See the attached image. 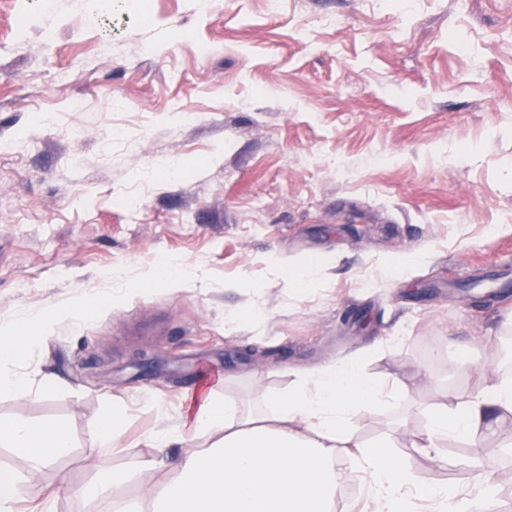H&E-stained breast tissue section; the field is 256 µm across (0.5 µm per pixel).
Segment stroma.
<instances>
[{
  "label": "stroma",
  "mask_w": 512,
  "mask_h": 512,
  "mask_svg": "<svg viewBox=\"0 0 512 512\" xmlns=\"http://www.w3.org/2000/svg\"><path fill=\"white\" fill-rule=\"evenodd\" d=\"M0 139V325L97 300L0 395L72 438L39 470L0 450L15 512H112L54 490L149 457L201 375L268 416L348 358L400 393L355 414L359 440L423 484L512 489V417L444 466L413 445L438 385L512 380V0H0ZM166 259L195 280L147 281ZM123 421L124 416L118 406L112 405V408L106 409L95 432V440L98 447H112V440L120 432Z\"/></svg>",
  "instance_id": "stroma-1"
}]
</instances>
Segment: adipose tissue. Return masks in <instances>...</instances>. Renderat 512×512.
<instances>
[{
    "mask_svg": "<svg viewBox=\"0 0 512 512\" xmlns=\"http://www.w3.org/2000/svg\"><path fill=\"white\" fill-rule=\"evenodd\" d=\"M53 328L47 313L20 315L0 329V394H23L31 380L16 371L31 345ZM445 400L430 412L416 445L437 451L450 439L480 447L493 433L494 417L512 415V382L488 378L475 395L445 390ZM386 397L382 386L362 365L346 360L302 375L288 394L277 398L272 423H251L232 397L212 396L210 383L186 390L181 423L155 433L153 450L140 470L168 466L171 480L147 489L142 499L122 504L120 512H334L335 466L341 455L353 454L367 482L371 512H410L414 500L430 512H496L498 500L489 484L468 489L441 482L417 483L387 443L356 442L351 418ZM65 423L28 422L0 416V447L35 467L52 465L71 448ZM182 449L171 458V449ZM130 470L95 473L74 487L89 501L109 497L112 490L134 481Z\"/></svg>",
    "mask_w": 512,
    "mask_h": 512,
    "instance_id": "1",
    "label": "adipose tissue"
}]
</instances>
